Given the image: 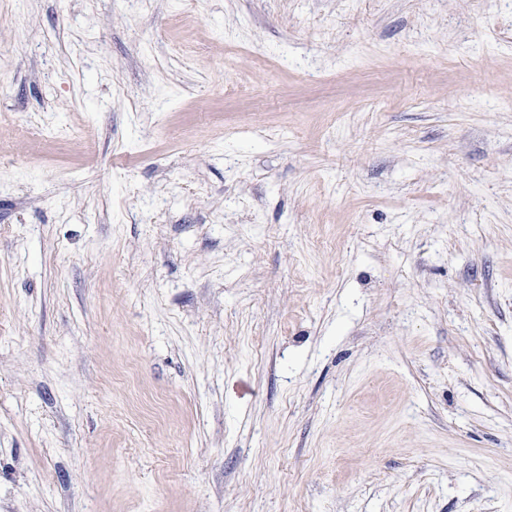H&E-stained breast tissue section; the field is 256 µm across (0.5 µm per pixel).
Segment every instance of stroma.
<instances>
[{"label":"stroma","mask_w":512,"mask_h":512,"mask_svg":"<svg viewBox=\"0 0 512 512\" xmlns=\"http://www.w3.org/2000/svg\"><path fill=\"white\" fill-rule=\"evenodd\" d=\"M0 512H512V0H0Z\"/></svg>","instance_id":"1"}]
</instances>
